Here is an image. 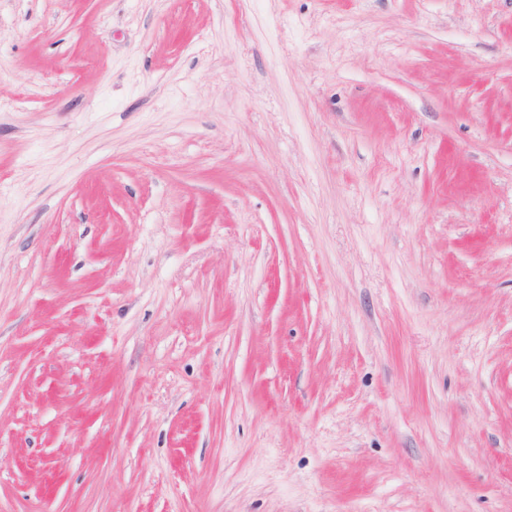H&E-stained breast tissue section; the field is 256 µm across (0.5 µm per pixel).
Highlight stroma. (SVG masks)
<instances>
[{
  "mask_svg": "<svg viewBox=\"0 0 512 512\" xmlns=\"http://www.w3.org/2000/svg\"><path fill=\"white\" fill-rule=\"evenodd\" d=\"M0 512H512V0H0Z\"/></svg>",
  "mask_w": 512,
  "mask_h": 512,
  "instance_id": "obj_1",
  "label": "stroma"
}]
</instances>
